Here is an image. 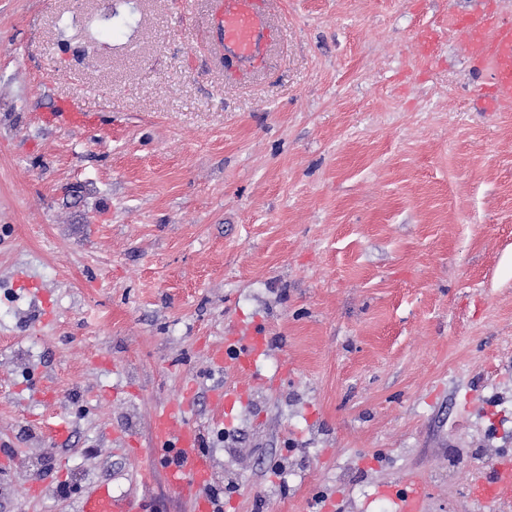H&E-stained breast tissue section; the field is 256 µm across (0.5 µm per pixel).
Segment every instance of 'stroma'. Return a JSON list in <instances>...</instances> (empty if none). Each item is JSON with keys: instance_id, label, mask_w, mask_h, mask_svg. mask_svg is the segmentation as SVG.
Returning <instances> with one entry per match:
<instances>
[{"instance_id": "obj_1", "label": "stroma", "mask_w": 512, "mask_h": 512, "mask_svg": "<svg viewBox=\"0 0 512 512\" xmlns=\"http://www.w3.org/2000/svg\"><path fill=\"white\" fill-rule=\"evenodd\" d=\"M480 2L270 0L247 68L223 0H0V512L136 492L188 389L223 512H379L407 477L470 512L512 457V111L445 32ZM256 318L221 408L210 352ZM265 332L261 320L237 323L224 336V347L214 349L210 354L212 364L234 377L231 387L216 393V402L222 407L224 398H242L246 388L256 380L253 360L258 353V340Z\"/></svg>"}]
</instances>
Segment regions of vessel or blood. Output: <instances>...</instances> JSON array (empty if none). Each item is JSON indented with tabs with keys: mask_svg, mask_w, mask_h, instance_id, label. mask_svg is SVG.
Masks as SVG:
<instances>
[{
	"mask_svg": "<svg viewBox=\"0 0 512 512\" xmlns=\"http://www.w3.org/2000/svg\"><path fill=\"white\" fill-rule=\"evenodd\" d=\"M266 0H224L221 19L224 52L242 62H255L268 39L264 19ZM448 29L461 33L464 51L472 69L484 75L486 83L475 99L483 112H502L512 108V21L503 19L491 0L482 9L469 14L452 13ZM265 330L262 321L235 324L224 338L222 347L214 349L210 359L214 366L231 374L234 383L217 393V400L241 398L255 381L253 361L258 353V340ZM189 400L166 404L156 409L151 428L158 457L157 462L168 481L182 497L193 500L198 512H215L207 494L214 477L210 459L200 450L201 436L189 416ZM512 494V463H498L490 475L474 483L472 500L483 503ZM396 512H422L424 493L421 484L407 481L391 490ZM136 494L114 495L106 486H98L80 502L79 512H139Z\"/></svg>",
	"mask_w": 512,
	"mask_h": 512,
	"instance_id": "b4317fda",
	"label": "vessel or blood"
}]
</instances>
